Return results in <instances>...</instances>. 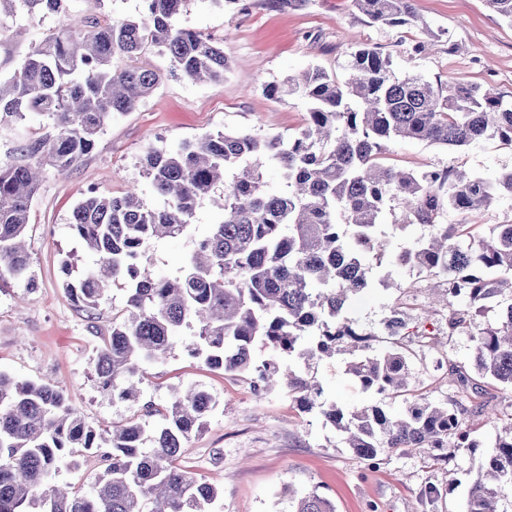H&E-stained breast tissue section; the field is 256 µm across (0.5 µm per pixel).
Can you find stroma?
<instances>
[{"mask_svg": "<svg viewBox=\"0 0 512 512\" xmlns=\"http://www.w3.org/2000/svg\"><path fill=\"white\" fill-rule=\"evenodd\" d=\"M413 5L419 20L440 34L421 55L412 51L423 38L419 28L368 23L351 0H308L303 7L280 9L266 0H241L237 7L219 0H188L180 22L221 39L229 63L223 81L198 84L173 75L166 57L147 50L143 63L161 74L152 95L131 112L113 117L93 152L68 174L46 169L27 235L36 285L27 289L12 281L0 283V370L64 389L81 416L103 431L140 413L143 404L167 406L173 389L207 391L214 408L205 430L188 442L181 463L194 478L223 488L214 512H293L297 498L311 492L328 499L336 512H466L467 492L488 453L486 445L512 420V392L489 387L487 413L465 415L464 426L482 446L472 453L460 451L456 464L434 462L425 449L390 454L372 467L345 448L318 413H299L287 391L256 393L251 375L213 371L190 356L187 348L195 338L189 329L175 338L163 363L149 368L138 399L112 397L98 384L94 356L125 292L111 288L88 311L76 306L63 288L65 277L81 276L93 262L69 229L72 210L88 190L119 196L133 187L146 188L141 158L151 145H174L224 129L294 135L305 122L306 104L297 98H271L266 86L314 66L345 80L354 44L390 56L396 74L462 82L512 98L511 23L485 0H414ZM61 24L55 13L1 15L0 75L9 76ZM47 130L41 119L20 121L0 114V160H10L18 145ZM385 157L387 164L415 171L453 164L492 177L512 168V147L495 139L461 152L425 141H394ZM218 214L211 202H203L186 235L153 243V272L178 275L195 239L206 235ZM48 225L56 226L55 236H45ZM384 232L392 251L368 263L375 287L353 297L344 314L372 335L374 350H382L386 318L408 296L409 286H416L421 307L412 311L410 324L426 329L431 338L410 342L412 387L432 402H445L456 389L444 380V369L471 367L474 344L468 332L449 335L444 312L428 311V290L419 286L416 271L391 257L413 239L428 236L430 226L403 230L390 215ZM65 261L70 264L66 272L61 269ZM384 277L390 287L381 285ZM310 373L326 401L346 409L374 402L353 387L340 358L314 362ZM432 486L442 492L434 501L425 496Z\"/></svg>", "mask_w": 512, "mask_h": 512, "instance_id": "35a3bbf8", "label": "stroma"}]
</instances>
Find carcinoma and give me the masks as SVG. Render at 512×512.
Returning a JSON list of instances; mask_svg holds the SVG:
<instances>
[{"label":"carcinoma","instance_id":"1","mask_svg":"<svg viewBox=\"0 0 512 512\" xmlns=\"http://www.w3.org/2000/svg\"><path fill=\"white\" fill-rule=\"evenodd\" d=\"M142 2L134 18L101 20L67 15L68 0H0V14L21 3L32 15H64L62 26L0 80L1 114L45 116L52 128L22 145L12 161L0 162V281L32 285L24 236L42 169L68 173L94 150L114 115L132 110L159 84L160 73L141 62L144 51L156 49L195 83L224 79L221 41L178 24L188 0ZM485 2L512 23V0ZM353 4L370 23L409 27L417 20L412 0ZM117 56L127 64L115 69ZM348 68L343 84L317 67L266 87L273 98L307 104L304 127L286 140L219 130L149 147L142 168L159 199L153 206L137 188L121 196L86 195L70 229L97 260L63 286L88 309L111 286L128 288L126 307L112 317L95 358L97 375L128 400L139 395L135 377L164 362L172 339L192 329L198 338L193 356L212 369L253 373L257 391L284 386L299 412L318 410L370 464L422 448L443 449L442 461L449 463L461 449L479 447L460 415L486 410L484 381L512 390V304L498 322L473 334L474 373L448 368V382L470 396L468 407L432 403L409 389L406 311L392 347L370 356L355 354L365 337L343 310L348 294L370 287L368 256L388 252L381 224L393 203L405 216L401 229L433 228L393 259L439 279L435 290L448 309V335L475 326L503 288L512 291V224H496L486 236L466 223H436L446 207L467 217L512 197V169L491 179L455 165L414 171L383 163L387 143L398 139L452 150L481 139L512 146V100L461 82L398 77L389 57L364 44L350 53ZM269 165L280 169L282 187L264 180ZM206 199L222 220L198 239L179 275L155 277L151 244L187 233ZM258 347L269 352L260 362ZM344 353L351 355L344 374L380 403L345 410L322 400L321 386L305 368ZM397 399L409 402L402 412L387 407ZM212 407L208 392L190 388L154 410L158 423L131 417L104 435L63 389L0 371V512H209L221 491L194 479L178 460ZM490 447L466 512H500V501L512 498V424ZM93 450L105 466L92 492L49 484L63 464ZM294 512L335 509L312 492Z\"/></svg>","mask_w":512,"mask_h":512}]
</instances>
